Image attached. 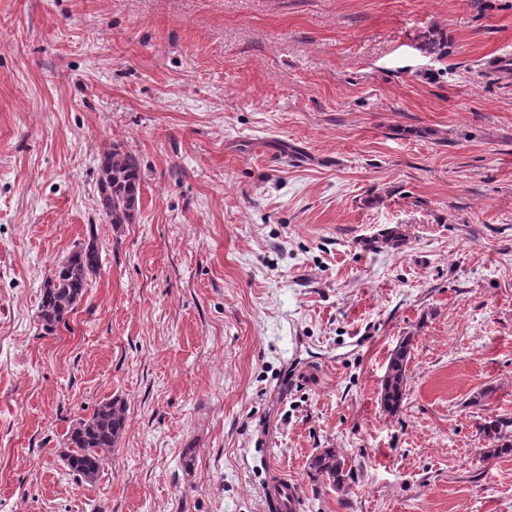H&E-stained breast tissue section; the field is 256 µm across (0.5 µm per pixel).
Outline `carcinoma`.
<instances>
[{
    "instance_id": "1",
    "label": "carcinoma",
    "mask_w": 512,
    "mask_h": 512,
    "mask_svg": "<svg viewBox=\"0 0 512 512\" xmlns=\"http://www.w3.org/2000/svg\"><path fill=\"white\" fill-rule=\"evenodd\" d=\"M141 172L135 157L119 146L106 151L99 165L97 205L114 225L130 224L139 209ZM404 239L395 228L383 230L374 244L397 248ZM101 252L91 240L77 247L59 263L41 288L37 311L38 325L45 336L57 334L68 324V316L81 301L89 279L101 269ZM411 340H402L391 353L382 381L380 401L388 413L399 411L406 392V362ZM125 424L121 400L101 401L88 418L78 420L68 431L65 464L75 476L94 480L102 461L112 452ZM491 442L488 453L495 456L512 452V420L495 418L483 428ZM311 468L327 478L336 489L344 484L345 459L333 448H326L311 461Z\"/></svg>"
}]
</instances>
